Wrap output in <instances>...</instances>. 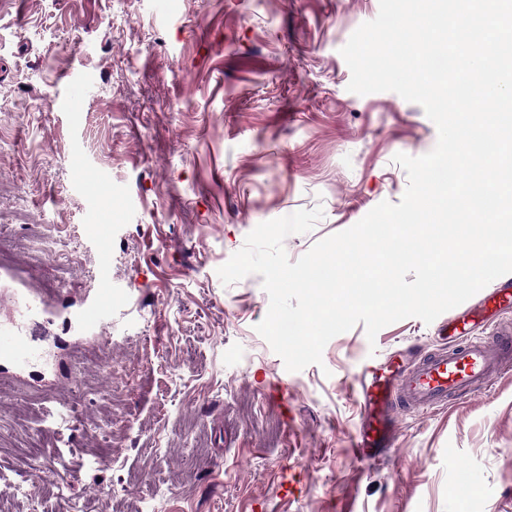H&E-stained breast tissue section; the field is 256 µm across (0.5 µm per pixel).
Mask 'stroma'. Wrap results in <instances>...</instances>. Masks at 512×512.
<instances>
[{
  "label": "stroma",
  "mask_w": 512,
  "mask_h": 512,
  "mask_svg": "<svg viewBox=\"0 0 512 512\" xmlns=\"http://www.w3.org/2000/svg\"><path fill=\"white\" fill-rule=\"evenodd\" d=\"M379 0H0V320L44 352L0 361V484L9 512H512V373L465 402L398 411L392 448L359 462L361 358L419 343L406 318L332 338L287 371L257 332L263 278L217 270L260 223L322 208L297 261L407 186L396 154L438 138L393 92L348 91L340 50ZM84 108L62 109L75 82ZM100 179L92 197L80 187ZM104 223V236L90 225ZM39 291L18 314L15 294ZM112 286L111 332L78 322ZM76 421L45 434L60 403Z\"/></svg>",
  "instance_id": "1"
}]
</instances>
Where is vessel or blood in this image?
Masks as SVG:
<instances>
[{
    "mask_svg": "<svg viewBox=\"0 0 512 512\" xmlns=\"http://www.w3.org/2000/svg\"><path fill=\"white\" fill-rule=\"evenodd\" d=\"M512 306V284L503 283L485 296L480 311L451 318L440 329L451 345L423 355L398 353L384 359L363 358L356 375L355 394L361 422L352 453L361 462L379 458L394 436L393 415L439 410L469 398L478 388L512 369V329L501 327L490 336L475 335L480 314ZM81 319L96 329L112 323V294L104 292L83 304ZM35 351L24 336L0 325V360L27 366Z\"/></svg>",
    "mask_w": 512,
    "mask_h": 512,
    "instance_id": "obj_1",
    "label": "vessel or blood"
}]
</instances>
